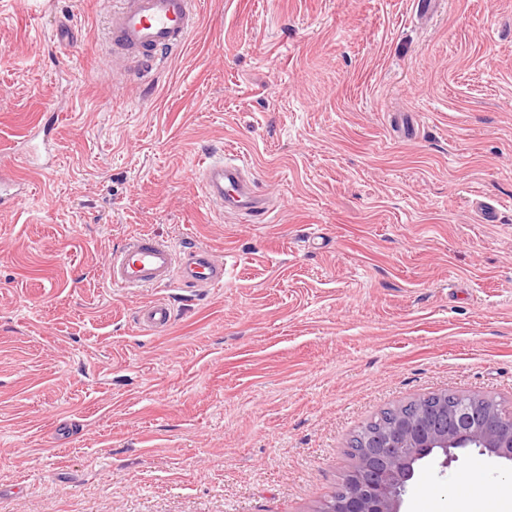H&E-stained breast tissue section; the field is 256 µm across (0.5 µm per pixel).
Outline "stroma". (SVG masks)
<instances>
[{"instance_id": "35a3bbf8", "label": "stroma", "mask_w": 512, "mask_h": 512, "mask_svg": "<svg viewBox=\"0 0 512 512\" xmlns=\"http://www.w3.org/2000/svg\"><path fill=\"white\" fill-rule=\"evenodd\" d=\"M112 2L0 0V160L56 119L0 214V512H320L381 410L512 407V0H197L148 73L108 68ZM228 149L270 222L201 201ZM142 230L236 265L126 295L106 264ZM476 465L512 481L425 463L405 512ZM173 308L164 299H157L148 305L140 306L136 312L139 325L151 331L166 330L173 320Z\"/></svg>"}]
</instances>
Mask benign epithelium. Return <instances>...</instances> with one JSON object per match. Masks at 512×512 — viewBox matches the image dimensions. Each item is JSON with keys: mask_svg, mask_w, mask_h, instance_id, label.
<instances>
[{"mask_svg": "<svg viewBox=\"0 0 512 512\" xmlns=\"http://www.w3.org/2000/svg\"><path fill=\"white\" fill-rule=\"evenodd\" d=\"M355 464L337 501L321 512H403L414 465L427 458L448 467L455 451L476 448L512 462V422L505 425L494 400L471 395L459 403L441 393L397 408L379 427L360 437Z\"/></svg>", "mask_w": 512, "mask_h": 512, "instance_id": "1", "label": "benign epithelium"}]
</instances>
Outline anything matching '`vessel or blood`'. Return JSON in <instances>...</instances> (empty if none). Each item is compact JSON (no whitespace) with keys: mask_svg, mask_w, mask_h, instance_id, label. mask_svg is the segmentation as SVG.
Returning a JSON list of instances; mask_svg holds the SVG:
<instances>
[{"mask_svg":"<svg viewBox=\"0 0 512 512\" xmlns=\"http://www.w3.org/2000/svg\"><path fill=\"white\" fill-rule=\"evenodd\" d=\"M197 25L195 0H117L108 20L107 39L113 65L152 68L163 56L185 44ZM238 159L213 156L199 175L207 203L222 211L268 219L270 212ZM28 176L0 165V212L14 209L26 196ZM229 262L213 259L207 247L164 242L154 235L131 238L113 251L106 274L113 287L208 288L223 285ZM139 325L151 331L168 329L173 308L163 299L140 306Z\"/></svg>","mask_w":512,"mask_h":512,"instance_id":"vessel-or-blood-1","label":"vessel or blood"}]
</instances>
